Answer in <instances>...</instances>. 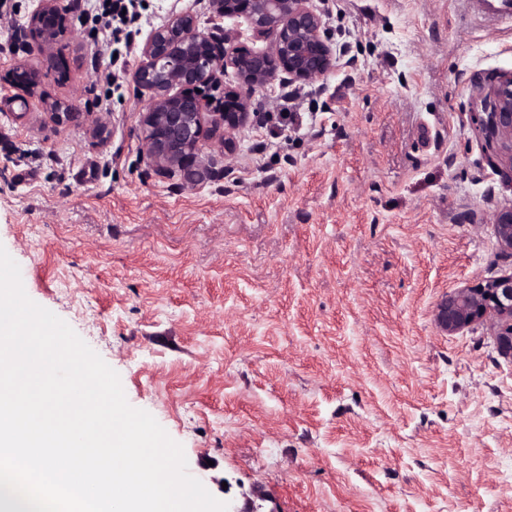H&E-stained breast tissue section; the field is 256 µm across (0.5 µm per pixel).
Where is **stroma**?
Returning <instances> with one entry per match:
<instances>
[{
	"label": "stroma",
	"mask_w": 512,
	"mask_h": 512,
	"mask_svg": "<svg viewBox=\"0 0 512 512\" xmlns=\"http://www.w3.org/2000/svg\"><path fill=\"white\" fill-rule=\"evenodd\" d=\"M65 0L67 79L0 110V245L27 295L120 376L222 501L258 512H512V354L440 331L454 289L512 274L492 212L512 186L469 121L512 71V25L475 0H314L341 65L258 88L231 159L190 184L143 154L146 91L116 85ZM223 34L209 0H145ZM0 75L30 53L6 0ZM78 110L51 123L42 98ZM104 134H97V127Z\"/></svg>",
	"instance_id": "obj_1"
}]
</instances>
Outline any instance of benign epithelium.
<instances>
[{
    "mask_svg": "<svg viewBox=\"0 0 512 512\" xmlns=\"http://www.w3.org/2000/svg\"><path fill=\"white\" fill-rule=\"evenodd\" d=\"M220 19L246 26L253 40L268 44L258 50L238 43L241 32H224V41L202 29L196 15L171 16L154 29L141 48L134 73L137 86L149 92L140 113L143 149L160 174L180 173L194 181L202 143L215 141L224 157L235 154L237 134L251 122V94L275 81L314 83L338 67L340 54L325 27L324 12L313 0H211ZM71 27L62 0H35L23 35L33 61L13 65L4 78L12 87L33 89L42 70L64 72L63 38ZM232 67L238 85L213 100L198 90L219 86L218 72ZM44 113L56 125L76 119L78 113L58 101L41 100ZM470 119L491 149L488 162L512 184V72L492 77L472 98ZM500 245L512 250V206L493 213ZM435 321L450 335L489 322L500 348L512 354V274L458 288L437 305Z\"/></svg>",
    "mask_w": 512,
    "mask_h": 512,
    "instance_id": "obj_1",
    "label": "benign epithelium"
}]
</instances>
